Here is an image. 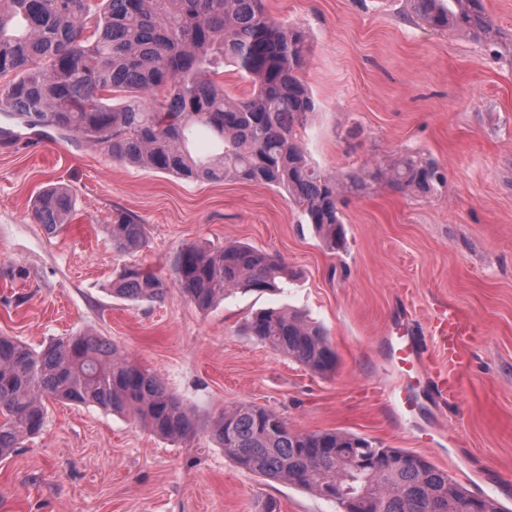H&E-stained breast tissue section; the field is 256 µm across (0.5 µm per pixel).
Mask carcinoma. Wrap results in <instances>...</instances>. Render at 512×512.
Listing matches in <instances>:
<instances>
[{
	"mask_svg": "<svg viewBox=\"0 0 512 512\" xmlns=\"http://www.w3.org/2000/svg\"><path fill=\"white\" fill-rule=\"evenodd\" d=\"M432 28L460 30L489 47L494 31L483 0H412ZM310 45L303 30L272 18L264 0H0V114L29 129L51 127L104 150L112 159L193 181L256 183L288 195L331 250L341 247V196L383 183L402 194L430 195L444 177L435 162L402 155L364 175L336 177L308 160L297 137L316 104L301 78ZM229 64L252 84L244 98L213 79ZM163 95L156 96L157 92ZM71 193L50 186L32 217L53 233L69 223ZM112 246L136 254L146 247L143 225L118 214ZM174 286L207 310L229 292H274L288 268L247 244L210 250L186 245L175 255ZM169 289L138 264L125 266L112 292L160 301ZM258 341L311 372L336 370L325 330L297 312L268 310L248 325ZM53 399L95 404L129 414L141 427L175 442L197 434L193 412L155 373L120 354L93 332L52 339L35 348L0 336V458L43 429ZM224 454L262 478L286 482L340 512H505L424 458L357 434L300 433L276 410L238 404L210 421ZM372 453L365 468L333 451ZM403 463L392 466L389 460Z\"/></svg>",
	"mask_w": 512,
	"mask_h": 512,
	"instance_id": "carcinoma-1",
	"label": "carcinoma"
}]
</instances>
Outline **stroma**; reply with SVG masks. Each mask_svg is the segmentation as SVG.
Listing matches in <instances>:
<instances>
[{"instance_id": "obj_1", "label": "stroma", "mask_w": 512, "mask_h": 512, "mask_svg": "<svg viewBox=\"0 0 512 512\" xmlns=\"http://www.w3.org/2000/svg\"><path fill=\"white\" fill-rule=\"evenodd\" d=\"M303 29L302 73L316 102L298 138L331 174L391 155L436 162L445 185L404 195L376 184L340 205L345 249L328 250L283 193L227 179L200 182L112 160L103 150L0 114V334L32 346L91 330L158 374L208 421L240 403L282 413L300 432H354L422 456L472 491L508 482L512 510V45L428 27L410 0H264ZM51 185L76 202L47 233L31 210ZM124 213L147 246L129 256L108 226ZM241 242L284 259L278 293L235 291L203 311L177 289L118 297L135 262L173 280L187 244ZM468 324L457 399L425 377L421 404L399 417L373 395L398 323L433 359L440 308ZM292 308L325 327L334 374L320 376L249 336L258 311ZM338 512L335 504L239 467L207 434L174 443L99 406L52 401L40 435L0 460V512Z\"/></svg>"}]
</instances>
